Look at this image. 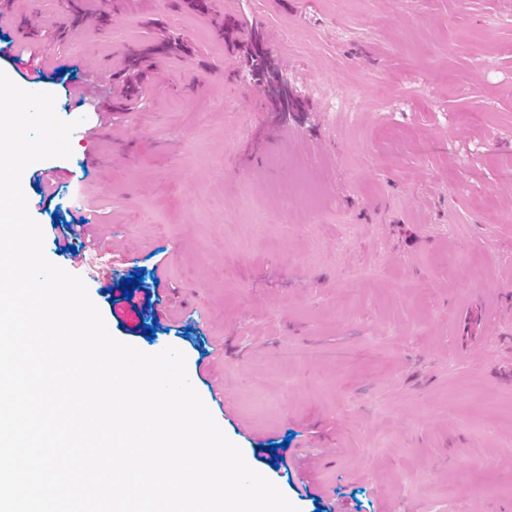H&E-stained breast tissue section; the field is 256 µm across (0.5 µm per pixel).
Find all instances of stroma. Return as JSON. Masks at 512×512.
I'll return each instance as SVG.
<instances>
[{"label":"stroma","mask_w":512,"mask_h":512,"mask_svg":"<svg viewBox=\"0 0 512 512\" xmlns=\"http://www.w3.org/2000/svg\"><path fill=\"white\" fill-rule=\"evenodd\" d=\"M208 4L0 0V70L95 132L22 175L47 258L116 339L184 353L299 512H512V0ZM214 14L262 30L298 111L273 110ZM162 33L188 53L149 60L127 96L114 73ZM350 88L358 112L328 111L323 92ZM76 183L103 248L74 267L51 224L73 223Z\"/></svg>","instance_id":"obj_1"}]
</instances>
